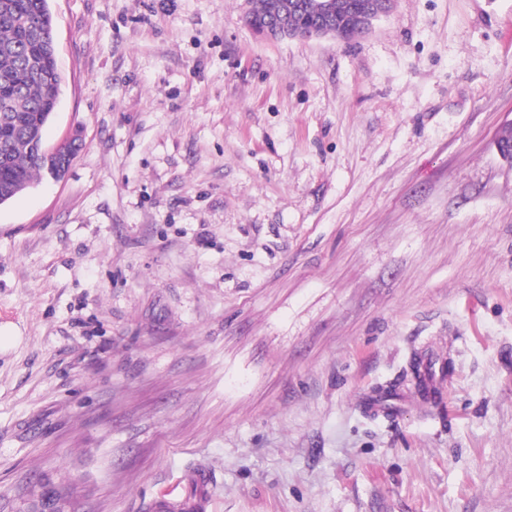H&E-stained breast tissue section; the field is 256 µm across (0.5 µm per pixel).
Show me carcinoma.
<instances>
[{"label":"carcinoma","instance_id":"1","mask_svg":"<svg viewBox=\"0 0 512 512\" xmlns=\"http://www.w3.org/2000/svg\"><path fill=\"white\" fill-rule=\"evenodd\" d=\"M328 2L349 37L362 33L353 0ZM55 71L59 67L48 0H0V205L45 173L27 131L39 124L45 133L58 107L62 79L54 86L48 79Z\"/></svg>","mask_w":512,"mask_h":512}]
</instances>
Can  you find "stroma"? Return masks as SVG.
<instances>
[{
    "label": "stroma",
    "instance_id": "35a3bbf8",
    "mask_svg": "<svg viewBox=\"0 0 512 512\" xmlns=\"http://www.w3.org/2000/svg\"><path fill=\"white\" fill-rule=\"evenodd\" d=\"M49 7L46 143L83 145L0 206V512L200 472L204 512H512V0L346 43L249 0ZM275 2L273 21L261 29L259 35L272 39H289L309 41L312 39H332L337 42L349 41L348 36L337 25H324L318 27H300L295 24L289 14L300 11L304 4L302 0H272Z\"/></svg>",
    "mask_w": 512,
    "mask_h": 512
}]
</instances>
